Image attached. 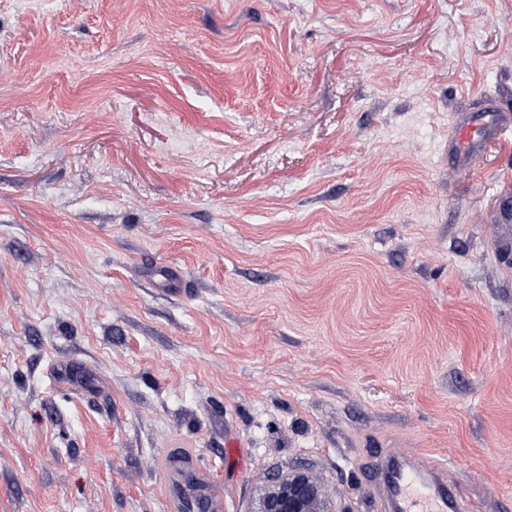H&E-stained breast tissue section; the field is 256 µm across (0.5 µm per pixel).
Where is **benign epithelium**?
<instances>
[{
  "instance_id": "benign-epithelium-1",
  "label": "benign epithelium",
  "mask_w": 512,
  "mask_h": 512,
  "mask_svg": "<svg viewBox=\"0 0 512 512\" xmlns=\"http://www.w3.org/2000/svg\"><path fill=\"white\" fill-rule=\"evenodd\" d=\"M321 486L305 467H294L285 475L275 474L257 512H323Z\"/></svg>"
}]
</instances>
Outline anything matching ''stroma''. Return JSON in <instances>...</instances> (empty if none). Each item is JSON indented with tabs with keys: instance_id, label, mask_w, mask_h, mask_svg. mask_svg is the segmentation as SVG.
Wrapping results in <instances>:
<instances>
[{
	"instance_id": "1",
	"label": "stroma",
	"mask_w": 512,
	"mask_h": 512,
	"mask_svg": "<svg viewBox=\"0 0 512 512\" xmlns=\"http://www.w3.org/2000/svg\"><path fill=\"white\" fill-rule=\"evenodd\" d=\"M490 104L512 0H0V512H164L174 450L376 512L369 448L512 512Z\"/></svg>"
}]
</instances>
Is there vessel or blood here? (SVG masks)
<instances>
[{"instance_id":"vessel-or-blood-1","label":"vessel or blood","mask_w":512,"mask_h":512,"mask_svg":"<svg viewBox=\"0 0 512 512\" xmlns=\"http://www.w3.org/2000/svg\"><path fill=\"white\" fill-rule=\"evenodd\" d=\"M166 512H225L224 487L194 456H173L163 468ZM363 474L378 512H470L452 491L448 464L435 456L386 453Z\"/></svg>"}]
</instances>
